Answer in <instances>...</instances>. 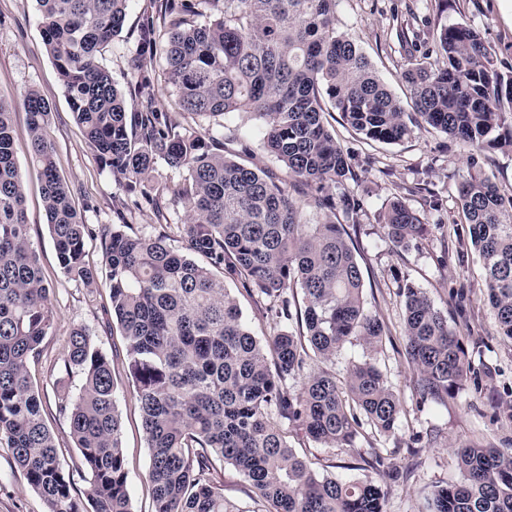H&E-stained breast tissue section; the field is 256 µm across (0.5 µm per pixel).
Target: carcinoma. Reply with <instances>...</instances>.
<instances>
[{"label":"carcinoma","mask_w":512,"mask_h":512,"mask_svg":"<svg viewBox=\"0 0 512 512\" xmlns=\"http://www.w3.org/2000/svg\"><path fill=\"white\" fill-rule=\"evenodd\" d=\"M130 0H37L44 43L71 111L99 163L128 194L156 208L169 195L184 209L178 250L165 231L101 229L112 318L126 339L125 360L150 450L154 512H237L212 478L215 454L255 489L265 512H384L381 487L320 477L288 445L292 423L311 440L352 448L367 425L394 430L401 401L372 362H354L343 384L323 364L355 338L376 350L387 335L363 302V272L347 225L363 205L331 187L352 178L350 156L326 114L372 141L396 143L427 125L465 147H512V75L465 24L435 23L425 60L405 71L414 113L375 74L356 41L336 30V0H150L131 56L137 74L119 90L101 58L124 27ZM212 19L191 17L200 6ZM168 22L161 44L159 22ZM166 63L183 109L225 117L252 112L263 147L283 177L237 162L209 133L188 129L156 106L154 62ZM141 110H127L126 97ZM22 106L41 170V191L58 262L87 287L84 224L61 177L49 137L50 107L34 89ZM15 106L0 99V442L13 451L47 512H132L111 359L87 329L71 330L57 372V412L79 451L75 470L58 460L56 439L30 381L28 364L53 328L50 284L30 237L23 174L14 157ZM181 173L153 180L158 164ZM307 189L299 203L288 186ZM458 201L485 272L500 334L512 340V194L505 196L469 156ZM388 239L405 248L424 223L406 202L381 215ZM290 320V291L301 293L302 331L258 340L242 320L224 277ZM408 362L433 401L454 396L471 372L464 337L427 294L399 285ZM81 380L78 391L70 379ZM301 383L300 392L288 386ZM463 481L440 486L433 512H512V448L456 450ZM87 482L75 486V475Z\"/></svg>","instance_id":"carcinoma-1"}]
</instances>
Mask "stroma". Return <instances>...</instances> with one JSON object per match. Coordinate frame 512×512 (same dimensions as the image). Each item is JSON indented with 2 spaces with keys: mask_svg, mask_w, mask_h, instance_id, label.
<instances>
[{
  "mask_svg": "<svg viewBox=\"0 0 512 512\" xmlns=\"http://www.w3.org/2000/svg\"><path fill=\"white\" fill-rule=\"evenodd\" d=\"M148 0H131L124 28L102 62L119 89L136 80L129 58L137 47L140 21ZM438 0H336V28L350 34L368 57L379 78L399 99H406L404 71L430 46L436 15L448 23H465L478 30L495 52L502 72L512 71V0H448L438 12ZM36 88L48 102L50 138L61 175L70 188L77 210L94 233L86 241L85 260L104 274L101 237L104 224H130L133 231L154 233L157 220L149 205H136L115 181L109 169L93 156L83 128L75 121L58 72L42 36L36 0H0V96L21 101L27 88ZM158 107L179 112L182 125L207 130L219 148L236 160L263 169L277 162L262 146L263 124L253 113L240 112L225 120L180 112L176 89L168 82L155 86ZM330 123L351 157L353 180L336 186L362 200L364 214L353 235L364 278L366 308L390 334L377 351L359 342L346 344L336 357V373L344 375L353 362L375 363L398 393L403 413L395 429L378 434L364 429L352 448L326 447L288 427V443L314 464L324 476L340 480L368 479L384 493L385 512H429L437 487L459 481L458 448L472 443L512 448V343L497 332L477 250L457 205V186L468 172L467 149L430 127H421L397 143L365 140L343 125L339 113ZM16 158L26 185V213L32 241L40 254L46 279L52 286L50 302L55 313L52 333L31 361L30 375L43 401L45 420L53 432L59 461L71 467L78 451L69 437L68 422L56 411L55 380L68 335L74 326L89 331L95 345L112 358V379L117 414L121 420L122 449L128 471V493L133 512H153L147 483L150 451L142 414L124 360V338L113 324L109 291L90 290L60 267L41 197L38 168L30 159L24 110L14 124ZM426 186L442 200L440 210L425 204L417 186ZM404 198L425 223L423 234L409 247L397 248L387 239L380 221L386 203ZM465 261H458V251ZM425 291L464 336L472 363L471 377L455 398L442 402L424 399L417 376L407 360L403 336L402 282ZM236 297L243 320L258 338L281 328L296 331L298 318L282 322L265 310L261 298L249 297L239 284L225 280ZM399 477H392L390 467ZM215 481L224 497L239 512H255V494L247 479L232 464L216 460ZM0 512H47L42 497L27 484L12 451L0 445Z\"/></svg>",
  "mask_w": 512,
  "mask_h": 512,
  "instance_id": "stroma-1",
  "label": "stroma"
}]
</instances>
